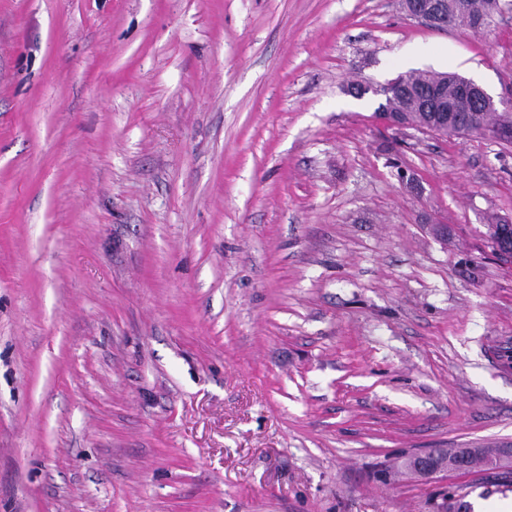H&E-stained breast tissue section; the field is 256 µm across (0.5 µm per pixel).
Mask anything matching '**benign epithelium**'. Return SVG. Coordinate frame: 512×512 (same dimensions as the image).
I'll return each mask as SVG.
<instances>
[{
	"instance_id": "1",
	"label": "benign epithelium",
	"mask_w": 512,
	"mask_h": 512,
	"mask_svg": "<svg viewBox=\"0 0 512 512\" xmlns=\"http://www.w3.org/2000/svg\"><path fill=\"white\" fill-rule=\"evenodd\" d=\"M400 5L404 13L412 19L433 27L447 28V0H400ZM454 81L455 102L458 105H471L479 112H507L512 109V95L495 98L474 80L460 75L455 76ZM396 89L402 90L404 97L419 98V111L423 112V119L428 124L425 131L435 134L437 130L446 128L453 122L455 107L447 105L440 98L438 92L432 90L419 95L406 86L405 80L400 76L376 86H353L351 92L360 97L367 92L383 97L384 103L379 105L377 115L387 126L400 131L409 127V124L404 112L388 106V103L392 102V96ZM490 244L498 255L512 261L511 221L493 225ZM480 454L481 449L479 448H455L447 455L441 451L427 448L410 456L408 472L425 479L438 477L446 471L450 473L469 472L473 460ZM484 468L512 471V448H499L493 454L486 456Z\"/></svg>"
}]
</instances>
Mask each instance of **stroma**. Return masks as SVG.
I'll list each match as a JSON object with an SVG mask.
<instances>
[{
	"instance_id": "35a3bbf8",
	"label": "stroma",
	"mask_w": 512,
	"mask_h": 512,
	"mask_svg": "<svg viewBox=\"0 0 512 512\" xmlns=\"http://www.w3.org/2000/svg\"><path fill=\"white\" fill-rule=\"evenodd\" d=\"M411 70L512 89L399 0H0V512H433L512 447V145L385 128ZM490 244L494 251L512 261V222L506 221L504 224H493L491 228ZM482 448H453L445 457L443 451L427 448L411 455L409 474L432 479L441 473L471 472L473 460L481 454Z\"/></svg>"
}]
</instances>
